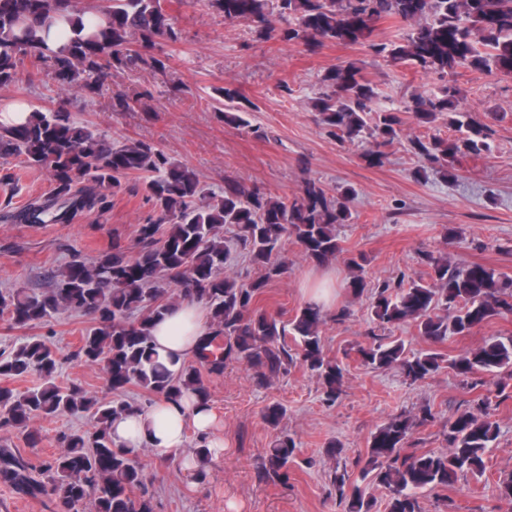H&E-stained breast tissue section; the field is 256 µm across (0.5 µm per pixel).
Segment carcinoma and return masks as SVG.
<instances>
[{"mask_svg":"<svg viewBox=\"0 0 512 512\" xmlns=\"http://www.w3.org/2000/svg\"><path fill=\"white\" fill-rule=\"evenodd\" d=\"M224 20L244 22L267 35L320 46L332 42L363 45L391 62H406L443 78L459 68L512 78V0H207ZM90 8L76 0H0V86L17 79L18 63L31 57L49 64L63 87L94 93L112 69L140 54L130 44H155V39L178 40L173 18L160 0H104L96 12L102 21L85 25ZM392 18L403 25L396 41L372 39L376 24ZM66 20L70 31L51 43V27ZM323 91L313 103L318 122L345 142L367 145L364 157L383 163L384 148L398 138L402 119L397 109L377 113L373 124L376 88L352 62L338 64L322 77ZM459 89L452 82L426 94L414 92L402 111L420 124L439 117L459 132L453 139L411 140L412 149L440 170L454 161L490 151V134L480 124L467 122L458 110ZM20 155L31 167L49 171L55 182L53 199L31 202L16 215L27 224L65 223L95 211L107 212L112 196L125 189L123 180L143 174L142 183L153 214L137 229L139 250L133 256L117 243L92 262L75 255L57 275L55 287L36 293L26 288L0 291V315L25 328L40 324L61 311L91 315L96 324L85 330L76 356L102 363L112 392L136 383L156 398L173 400L192 391L205 401L210 392L205 376L224 373L230 361H243L264 381L278 373L293 356L286 338L300 346V364L324 385V400L333 403L343 386V368L322 352L320 309L307 305L285 323L279 316L259 312L257 298L268 283L287 272L280 258L284 240L294 239L310 259L323 263L342 252L336 234L351 218L353 189L329 195L320 183L306 179L292 199L272 198L238 181L224 182L222 196L210 197L196 173L170 162L156 146L139 140L112 144L67 112L34 111L26 122L0 134V158ZM226 226L237 229V241L265 274L248 284L224 275L230 248L220 236ZM365 257H351L350 294H364ZM433 285L412 281L393 287L384 281L371 293V320L375 327L412 323L419 336L441 342L448 336H467L489 319L512 313V277L492 268L472 265L457 269L432 252L423 255ZM180 288V298L203 304L210 324L202 339L200 369L193 362L171 374L157 360L151 331L172 303L162 297L161 283ZM364 365L373 369L396 367L410 381H423L441 369L443 356L413 352L400 340L372 334V342L358 349ZM463 377L488 373L512 374V336H492L474 352L447 361ZM62 358L41 338L33 337L10 351H0V378L21 379L33 371L46 382L18 391L0 386V431L23 430L38 416L87 413L95 424L84 431L63 433L58 441L65 452L36 468L11 448H0V483L28 497H47L55 512H79L90 502L94 512H153L152 501L136 498L143 470L133 451L112 441V419L132 409L123 399L105 403L89 397L77 384H55ZM430 407L420 416H399L372 437L362 477L384 487L387 512H423L418 493L446 488L460 474H485L484 454L498 436L490 402L481 399L446 424L448 451L408 450L413 433L434 421ZM296 443L279 436L264 463V475L274 483H288L289 464ZM340 498L350 497L349 512H370L371 501L358 485L345 493L346 473L335 476Z\"/></svg>","mask_w":512,"mask_h":512,"instance_id":"carcinoma-1","label":"carcinoma"}]
</instances>
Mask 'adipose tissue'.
Segmentation results:
<instances>
[{
    "label": "adipose tissue",
    "mask_w": 512,
    "mask_h": 512,
    "mask_svg": "<svg viewBox=\"0 0 512 512\" xmlns=\"http://www.w3.org/2000/svg\"><path fill=\"white\" fill-rule=\"evenodd\" d=\"M207 329L200 305L180 300L152 328L159 361L169 371L178 372L185 361L198 357ZM220 430L221 423L211 405L191 393L175 401L158 400L146 410H130L115 418L111 427L116 443L134 450L146 447L160 454H180L186 470L195 467L194 456L184 451L189 432H196L217 456L224 451Z\"/></svg>",
    "instance_id": "1"
}]
</instances>
